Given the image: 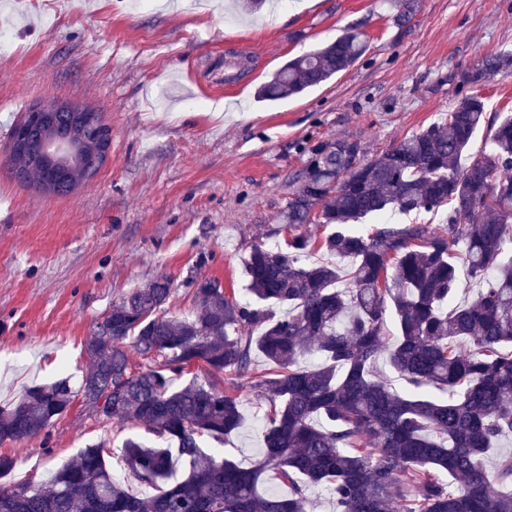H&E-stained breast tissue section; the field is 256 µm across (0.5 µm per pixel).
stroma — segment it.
<instances>
[{
	"label": "stroma",
	"mask_w": 512,
	"mask_h": 512,
	"mask_svg": "<svg viewBox=\"0 0 512 512\" xmlns=\"http://www.w3.org/2000/svg\"><path fill=\"white\" fill-rule=\"evenodd\" d=\"M0 0V406L25 389L89 367L86 344L114 302L158 277L167 308L188 314L194 274L227 295L246 284L254 241L283 243L279 216L310 149L360 141L366 157L443 119L465 93L490 114L512 113V69L480 85L465 72L512 46V0H417L398 24L381 0H288L252 11L248 0ZM357 27L367 50L303 93L262 100L259 87L288 61ZM101 112L111 129L96 178L67 195L16 180L7 162L14 123L46 99ZM244 426L225 443L243 466L262 448L266 402L241 386ZM143 427L88 413L74 401L47 432L0 443L11 482H47L87 445L121 444Z\"/></svg>",
	"instance_id": "35a3bbf8"
}]
</instances>
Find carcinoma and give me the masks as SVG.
Wrapping results in <instances>:
<instances>
[{
  "label": "carcinoma",
  "mask_w": 512,
  "mask_h": 512,
  "mask_svg": "<svg viewBox=\"0 0 512 512\" xmlns=\"http://www.w3.org/2000/svg\"><path fill=\"white\" fill-rule=\"evenodd\" d=\"M389 4L401 24L415 12V0ZM365 51L350 28L289 61L258 96L300 94ZM510 65L505 49L466 79ZM486 124L489 148L467 153ZM65 177L48 161L29 180L42 191ZM440 208L443 224L355 227ZM281 218L290 237L251 246L244 297L198 275L192 315L179 317L157 279L112 305L78 386L34 385L0 408L1 444L41 434L78 397L91 414L137 423L156 442L128 437L123 456L153 494L112 476L100 441L45 484L1 485L0 512H306L311 486L333 512H512V452L500 449L512 435V115L489 119L483 97L468 94L444 122L371 160L357 140L319 143ZM309 224L326 232L314 239ZM315 251L344 264L314 263ZM127 340L145 365H133ZM258 356L267 371H255ZM382 356L401 390L374 374ZM195 367L206 377L175 385ZM245 374L270 406L249 467L203 448L242 427ZM174 451L188 472L169 483ZM270 478L288 495L270 492Z\"/></svg>",
  "instance_id": "1"
}]
</instances>
